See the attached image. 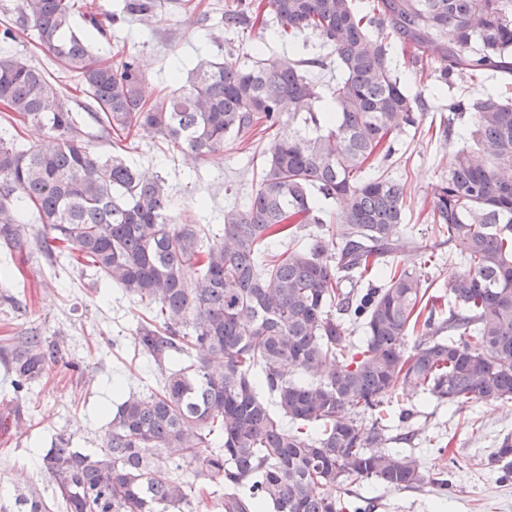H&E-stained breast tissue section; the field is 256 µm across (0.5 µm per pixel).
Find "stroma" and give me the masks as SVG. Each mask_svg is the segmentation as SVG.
Returning <instances> with one entry per match:
<instances>
[{"mask_svg": "<svg viewBox=\"0 0 512 512\" xmlns=\"http://www.w3.org/2000/svg\"><path fill=\"white\" fill-rule=\"evenodd\" d=\"M111 41L100 53L112 50L137 54L149 86L171 92L175 75H188L201 61H222L226 40L211 41L197 15L165 14L157 34L144 32L135 22L112 25ZM20 54L39 67L48 80L67 95H74L77 79L56 58L26 35L0 55ZM419 71L399 65L412 92L429 106L422 133L400 140L388 170L404 185L405 238L402 258L407 265L424 266L436 295V309L447 312L443 293L461 266L433 224L426 220L435 186L448 176L451 147L465 143L470 116L447 112L449 99L477 101L479 92L499 87L497 80L451 78L448 94L434 96L440 79L433 60ZM455 130L452 140L437 131L440 121ZM258 137L227 138L223 154L196 164L168 149L161 139H144L134 163L161 171L174 193L176 222L193 217L196 223L218 227L225 210L243 204L255 189L264 164ZM12 278L0 282V346L6 338L36 328L46 341L60 345V356L42 382L21 398H14L10 379L0 363V486L9 491L37 490L46 499L55 495L54 482L39 468L38 455L56 434L71 436L74 446L103 447L107 419L102 413L112 403V383L142 392L160 379L154 363L134 343L140 306L117 287L90 288V278L68 258L45 257L33 248L30 260L13 259ZM413 410L398 423L400 409ZM391 435L400 439L399 450L419 458L430 476L447 478L452 493L439 498L432 485L394 490L371 479L341 492L343 506H363L366 512H512V478L493 467L490 456L499 441L512 436V402L470 401L440 405L422 394H411L389 404Z\"/></svg>", "mask_w": 512, "mask_h": 512, "instance_id": "obj_1", "label": "stroma"}]
</instances>
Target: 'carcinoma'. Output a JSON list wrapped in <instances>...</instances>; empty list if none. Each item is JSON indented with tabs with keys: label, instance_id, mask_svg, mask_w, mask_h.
Segmentation results:
<instances>
[{
	"label": "carcinoma",
	"instance_id": "1",
	"mask_svg": "<svg viewBox=\"0 0 512 512\" xmlns=\"http://www.w3.org/2000/svg\"><path fill=\"white\" fill-rule=\"evenodd\" d=\"M169 0H121L112 23L152 27ZM0 41L29 34L76 73L84 100L72 107L42 71L0 56V249L22 253L43 233L73 246L96 281L143 305L137 346L161 380L150 394L113 383L105 445L88 451L62 435L39 458L65 512H340L336 488L376 478L390 489L448 480L425 475L415 457L388 447L389 399L409 392L441 404L512 400V101L496 90L473 105L470 144L450 153L428 218L461 255L448 281V316H436L430 284L399 260L404 189L385 171L397 137L427 111L393 65L395 48L416 64L432 56L442 82L492 73L512 77V0H238L217 19L227 35L276 20L277 38L314 35L336 55L340 78L323 115L306 68L320 58L277 57L250 66L228 56L200 62L180 93L148 90L139 58L94 54L104 29L94 12L73 28L75 0H19ZM294 110L284 113V104ZM300 122L282 137L277 129ZM91 123L124 144L104 157ZM44 139L30 143L24 129ZM267 133L260 181L221 233L177 224L173 191L126 154L153 133L184 157L224 152L228 136ZM336 203L325 212L319 198ZM310 224L302 247H273ZM200 265L189 280L186 269ZM362 330L349 346L345 323ZM420 333L407 350L409 333ZM59 345L26 337L10 359L15 392L41 381ZM299 376L284 378L283 369ZM267 392L273 413L261 396ZM296 424L285 426V421ZM156 453L147 456L143 449ZM512 473V438L491 455ZM0 512H52L37 492L0 498Z\"/></svg>",
	"mask_w": 512,
	"mask_h": 512
}]
</instances>
